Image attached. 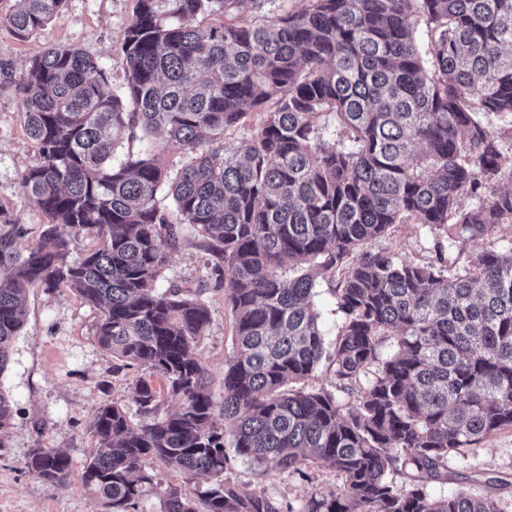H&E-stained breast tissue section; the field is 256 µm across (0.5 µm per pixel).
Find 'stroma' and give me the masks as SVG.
<instances>
[{"label":"stroma","mask_w":512,"mask_h":512,"mask_svg":"<svg viewBox=\"0 0 512 512\" xmlns=\"http://www.w3.org/2000/svg\"><path fill=\"white\" fill-rule=\"evenodd\" d=\"M134 5L135 0H67L59 14L25 40L0 27V204L27 229L20 248L36 245L42 229L40 214L20 187L21 175L36 162L37 152L5 75H20L31 58L49 47L72 45L97 56L109 73L112 88H120L125 63L114 46L130 23ZM379 245L421 261L429 255L430 241L419 225L397 224ZM206 263L207 256L195 240H181L170 254L160 289L175 284L186 294L198 293ZM202 296L212 322L195 349L207 371L208 392L219 406L224 401V359L233 350L234 314L222 286H210ZM99 315V309L74 293L30 289L24 328L13 341L6 370L0 373V391L9 395L13 406L6 446L0 450V512H112L106 499L82 481L84 465L96 446L91 424L106 401L121 404L134 424H144L132 400L134 383L142 371L120 367L100 347L95 332ZM34 448H52L69 457L70 471L63 485L50 484L29 470L28 456ZM478 470L507 481L504 494L512 496V429L501 430L450 458L447 482L433 483L430 492L437 498L448 497L466 487ZM146 471L149 479L142 485L137 512H161L168 485H183L192 494L209 484L206 476L189 480L155 464L147 465ZM227 476L240 490L262 491L280 512L341 484L326 467L303 478L272 468L264 472L239 457L232 459Z\"/></svg>","instance_id":"stroma-1"}]
</instances>
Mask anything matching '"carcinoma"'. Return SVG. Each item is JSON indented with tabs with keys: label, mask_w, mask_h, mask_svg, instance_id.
<instances>
[{
	"label": "carcinoma",
	"mask_w": 512,
	"mask_h": 512,
	"mask_svg": "<svg viewBox=\"0 0 512 512\" xmlns=\"http://www.w3.org/2000/svg\"><path fill=\"white\" fill-rule=\"evenodd\" d=\"M284 2L252 0L255 21L240 17L242 0H135L115 46L119 91L69 45L8 77L37 151L21 186L43 224L21 251L24 225L0 204V374L28 289L100 310V347L148 371L133 402L154 415L137 426L113 402L95 415L83 481L112 512H129L155 462L211 479L194 498L169 485L161 512H277L229 482V447L282 473L332 469L342 486L297 512H503L469 489L439 500L429 486L461 449L512 427V147L479 119L512 115V0ZM65 3L14 0L0 27L27 39ZM251 116L250 135L227 144ZM170 144L183 154L173 171ZM395 224L428 229L432 259L372 250ZM186 232L208 277L231 270L228 442L195 352L211 311L198 294L157 289ZM88 235L97 247L71 259ZM320 278L334 283L345 400L307 384L326 353L310 301ZM154 376L180 401L162 417ZM12 415L0 392V448ZM28 466L60 485L70 460L33 448Z\"/></svg>",
	"instance_id": "carcinoma-1"
}]
</instances>
